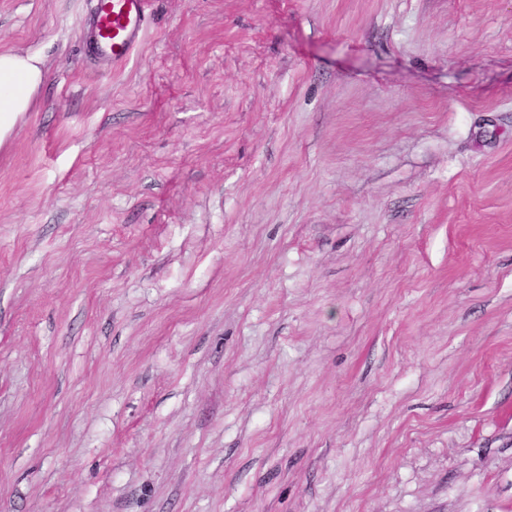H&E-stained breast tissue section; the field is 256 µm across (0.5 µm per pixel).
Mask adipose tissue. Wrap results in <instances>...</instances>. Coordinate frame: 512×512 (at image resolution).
Masks as SVG:
<instances>
[{
	"label": "adipose tissue",
	"instance_id": "adipose-tissue-1",
	"mask_svg": "<svg viewBox=\"0 0 512 512\" xmlns=\"http://www.w3.org/2000/svg\"><path fill=\"white\" fill-rule=\"evenodd\" d=\"M43 78L39 57L0 52V144L11 136L19 117L29 110Z\"/></svg>",
	"mask_w": 512,
	"mask_h": 512
}]
</instances>
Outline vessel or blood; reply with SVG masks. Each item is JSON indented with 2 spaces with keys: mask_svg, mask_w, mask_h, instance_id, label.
<instances>
[{
  "mask_svg": "<svg viewBox=\"0 0 512 512\" xmlns=\"http://www.w3.org/2000/svg\"><path fill=\"white\" fill-rule=\"evenodd\" d=\"M90 49L112 66L129 62L147 28L150 0H94Z\"/></svg>",
  "mask_w": 512,
  "mask_h": 512,
  "instance_id": "obj_1",
  "label": "vessel or blood"
}]
</instances>
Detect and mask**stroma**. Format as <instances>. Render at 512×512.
Segmentation results:
<instances>
[{
  "label": "stroma",
  "instance_id": "35a3bbf8",
  "mask_svg": "<svg viewBox=\"0 0 512 512\" xmlns=\"http://www.w3.org/2000/svg\"><path fill=\"white\" fill-rule=\"evenodd\" d=\"M0 0V512H512V0ZM91 53L123 66L141 45L147 28L150 0H94ZM43 78L39 57L0 52V145L11 136L19 117L28 112Z\"/></svg>",
  "mask_w": 512,
  "mask_h": 512
}]
</instances>
